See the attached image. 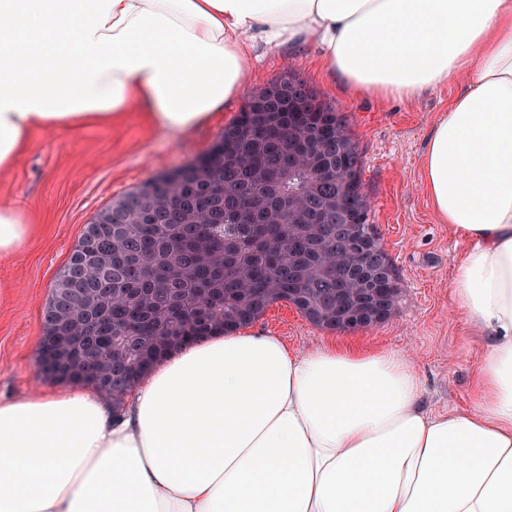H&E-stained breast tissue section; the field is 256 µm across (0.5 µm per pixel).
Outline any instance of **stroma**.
<instances>
[{
	"mask_svg": "<svg viewBox=\"0 0 512 512\" xmlns=\"http://www.w3.org/2000/svg\"><path fill=\"white\" fill-rule=\"evenodd\" d=\"M316 56L308 45L289 52L258 47L238 98L211 122L184 132L148 124L133 108L123 122L109 127L33 133L12 171L0 175V205L39 226L22 249L0 256V285L15 290L11 299H0V401L47 384L37 366L44 310L85 225L123 194L206 152L240 115L250 94L279 80L289 66L339 113L356 142L370 222L400 288L395 313L356 330V342L374 350L412 352L430 407L470 406L484 343L450 294L468 243L437 221L422 190L421 166L430 128L458 87L451 84L414 100L352 99L326 82L315 67ZM252 329L302 350L329 335L285 302L272 304Z\"/></svg>",
	"mask_w": 512,
	"mask_h": 512,
	"instance_id": "35a3bbf8",
	"label": "stroma"
}]
</instances>
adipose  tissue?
I'll return each mask as SVG.
<instances>
[{
	"label": "adipose tissue",
	"mask_w": 512,
	"mask_h": 512,
	"mask_svg": "<svg viewBox=\"0 0 512 512\" xmlns=\"http://www.w3.org/2000/svg\"><path fill=\"white\" fill-rule=\"evenodd\" d=\"M307 41L353 98L459 86L423 191L472 244L451 295L484 338L473 406L428 410L408 351L216 333L119 410L92 385L0 401V512H512V0H0V173L34 131L133 105L200 126L257 44Z\"/></svg>",
	"instance_id": "adipose-tissue-1"
}]
</instances>
